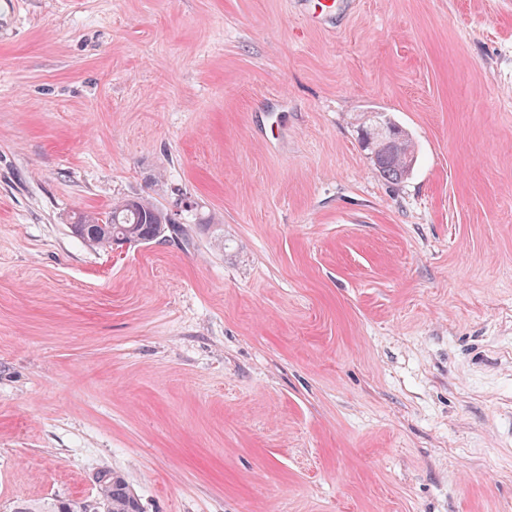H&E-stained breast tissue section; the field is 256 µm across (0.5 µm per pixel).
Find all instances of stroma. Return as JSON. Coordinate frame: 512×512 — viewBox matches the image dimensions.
I'll return each instance as SVG.
<instances>
[{
    "mask_svg": "<svg viewBox=\"0 0 512 512\" xmlns=\"http://www.w3.org/2000/svg\"><path fill=\"white\" fill-rule=\"evenodd\" d=\"M129 196L187 246L71 235ZM101 467L141 512H512V0H0V512ZM309 17L319 23L329 24L343 13L347 3L342 0H299ZM386 136L378 141L374 135L372 113L362 122L361 144L368 151L375 169L384 177L400 181L408 175L416 158L415 143L409 134L390 118Z\"/></svg>",
    "mask_w": 512,
    "mask_h": 512,
    "instance_id": "35a3bbf8",
    "label": "stroma"
}]
</instances>
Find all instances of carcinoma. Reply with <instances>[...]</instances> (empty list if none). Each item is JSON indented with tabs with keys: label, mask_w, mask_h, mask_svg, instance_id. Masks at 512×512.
I'll return each mask as SVG.
<instances>
[{
	"label": "carcinoma",
	"mask_w": 512,
	"mask_h": 512,
	"mask_svg": "<svg viewBox=\"0 0 512 512\" xmlns=\"http://www.w3.org/2000/svg\"><path fill=\"white\" fill-rule=\"evenodd\" d=\"M372 116L362 122L361 144L368 151L375 169L384 177L400 181L408 175L416 158L415 143L394 121H388L385 139L377 140ZM70 231L83 241L99 248H110L130 238L138 244L175 243L183 233L182 225L167 209L135 198L112 204L105 213L82 212L75 217ZM96 485L104 512H140L125 478L110 469L96 474ZM79 503L71 499L19 507L15 512H78Z\"/></svg>",
	"instance_id": "obj_1"
}]
</instances>
